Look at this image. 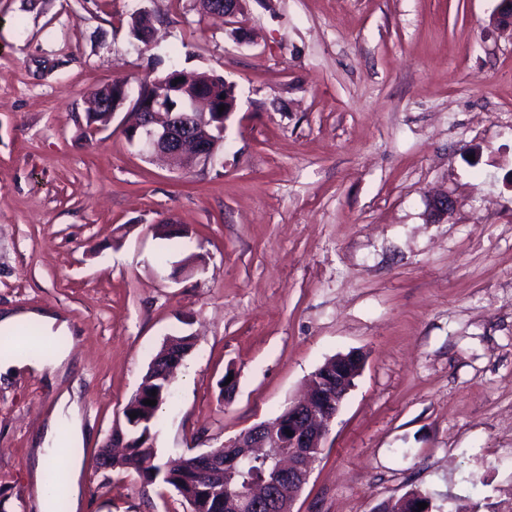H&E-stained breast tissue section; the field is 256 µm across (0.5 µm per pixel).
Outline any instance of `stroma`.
Wrapping results in <instances>:
<instances>
[{
    "label": "stroma",
    "mask_w": 512,
    "mask_h": 512,
    "mask_svg": "<svg viewBox=\"0 0 512 512\" xmlns=\"http://www.w3.org/2000/svg\"><path fill=\"white\" fill-rule=\"evenodd\" d=\"M497 0H246L238 43L197 0H0V309L73 332L53 383L0 387V512H39L30 461L62 394L79 512H189L95 457L166 338L192 334L161 460L275 418L328 359L365 363L293 512H512V31ZM149 9L156 36L135 39ZM165 66L232 81L207 169L177 172L92 92ZM447 194L448 217L429 201ZM173 221L182 238H164ZM166 265H159V258ZM235 388L224 391L225 372ZM119 83H126L123 80H116L112 81L111 83H108L101 88H99L97 91L94 92L93 97L98 98L102 96H106L109 93H112V103L110 104V108L108 112H99L103 109L104 104L97 103L93 106L92 112H87L86 114V125L87 127L91 123H95L97 125H100L102 127H106L110 123V115L109 113L112 112V115L120 108L121 105L124 104V102L128 98V93L126 89V85L122 84L118 86L114 91L112 90V85H116ZM95 124H91V129H100L102 127H99Z\"/></svg>",
    "instance_id": "stroma-1"
}]
</instances>
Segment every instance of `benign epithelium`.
<instances>
[{"label": "benign epithelium", "instance_id": "obj_1", "mask_svg": "<svg viewBox=\"0 0 512 512\" xmlns=\"http://www.w3.org/2000/svg\"><path fill=\"white\" fill-rule=\"evenodd\" d=\"M245 0H205L206 13L224 17V24L232 27L231 33L241 44L250 42L246 26L238 24V16L243 14ZM183 73L169 71L165 86L170 90H180L186 96L180 111L183 115H173V110L154 99L145 101L137 97L134 102L135 121L126 129L131 141L139 144L142 151L164 157L177 169L185 172L212 163L218 144L224 141L227 120L237 109L236 85L226 82L224 97L218 96L217 88L208 83L198 82L192 88L179 81ZM225 106L219 111V106ZM364 363L362 353L351 351L339 354L334 362L324 368L328 377L326 385L312 386L306 398L289 404L288 452L274 456V478L252 489L251 501L237 502L234 512H249L254 509L280 507L281 495L288 492V507L282 512H291L296 498L309 481L313 464L329 432L330 425L339 412L353 381L361 372ZM280 423H260L241 431L225 444L227 448H242L246 454L270 455L269 449L278 447L275 432ZM126 429L116 423L112 435L102 447L100 462L110 467L117 452L127 450ZM199 468L221 482H236L239 471L237 459L220 458L205 452L198 456Z\"/></svg>", "mask_w": 512, "mask_h": 512}]
</instances>
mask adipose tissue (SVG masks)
Returning a JSON list of instances; mask_svg holds the SVG:
<instances>
[{
    "label": "adipose tissue",
    "mask_w": 512,
    "mask_h": 512,
    "mask_svg": "<svg viewBox=\"0 0 512 512\" xmlns=\"http://www.w3.org/2000/svg\"><path fill=\"white\" fill-rule=\"evenodd\" d=\"M23 323L38 324L43 331L44 340L51 342L53 349L48 355H38L29 359H16L1 353L0 385L12 381L15 375L22 370L32 373L46 370L59 371L66 364L71 353L70 346H59L55 343L56 337L67 336L71 333L67 320L60 315L45 309L0 312V330L7 331ZM63 421L67 422L69 428L68 443L64 446L59 444L57 438V427ZM83 441L84 435L74 405L69 395H62L37 450L34 466L36 471L40 472L50 466L60 465L64 471V477L60 487L38 486L37 496L41 512H56L55 496L60 491L66 494L71 506H78L79 478L83 462L77 453V448Z\"/></svg>",
    "instance_id": "ef3b65f1"
}]
</instances>
